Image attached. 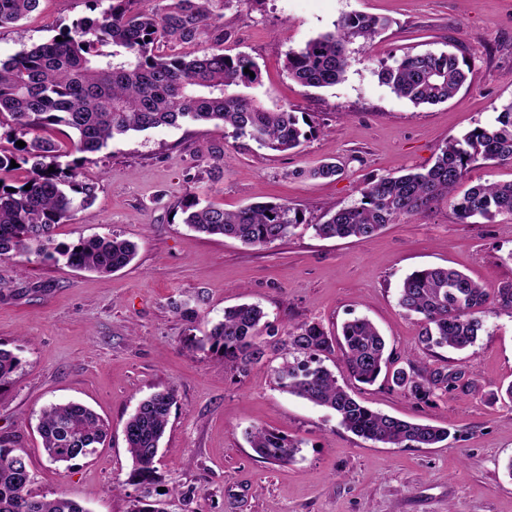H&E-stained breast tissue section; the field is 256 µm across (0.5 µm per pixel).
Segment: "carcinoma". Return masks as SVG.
Returning <instances> with one entry per match:
<instances>
[{
    "instance_id": "cac0c4a2",
    "label": "carcinoma",
    "mask_w": 512,
    "mask_h": 512,
    "mask_svg": "<svg viewBox=\"0 0 512 512\" xmlns=\"http://www.w3.org/2000/svg\"><path fill=\"white\" fill-rule=\"evenodd\" d=\"M137 2L111 0L102 18L82 19L61 31L62 41L53 37L0 63V126L12 127L25 142L9 151L0 149V173L12 171L13 161L27 165L23 184L15 191L0 185V258L58 256L79 270L112 273L136 257L135 243L113 234L81 238L71 246L56 243V226L69 221L76 206L90 204L96 191L93 182L63 175V156L81 153L87 161L116 137L183 120L220 122L236 137L279 152L298 148L314 129L295 108H268L251 93L261 85V71L247 55L202 48L187 59L157 52L160 43L193 42L208 33L214 0H158L161 6L152 10L138 8ZM38 4L0 0V28L17 24ZM388 26L384 18L346 15L333 31L288 53V75L306 87L333 86L344 78L347 45L357 39L372 42ZM379 76L397 97L417 106L444 103L466 82L464 62L451 52L407 55L394 66H381ZM496 112L494 124L450 138L431 167L367 182L359 201L311 228L323 239H366L439 200L448 202L463 223L512 216V181L478 182L456 196L471 163H512V100ZM340 174L341 168L331 161L305 172L312 179ZM27 184L31 189H24ZM183 214V223L199 234L250 247L282 240L304 223L302 214L286 203H253L230 211L196 196L186 200ZM492 297L512 309V283L491 291L457 270L427 267L406 276L398 304L420 317L419 341L426 349L464 351L477 341L483 328L480 314ZM265 317L256 304L226 308L223 319L195 346L222 351L224 361L244 375L253 364L273 361L268 343L261 339ZM273 349L281 358L273 368L277 387L333 411L353 434L390 448H430L448 439L445 428L403 421L360 404L324 365L338 351L342 367L355 381L372 384L382 375L387 383L425 401L431 387L448 382L438 369H423L386 353L383 336L368 319L345 322L340 338L328 336L316 322L303 323L285 331ZM19 364L14 353L0 348V383L9 380ZM175 403L173 390L156 391L129 416L125 442L133 460L131 481L155 482L159 444ZM37 431L47 461L69 468L88 459L85 450L98 447L107 436L103 420L77 402L44 408ZM246 435L258 457L271 464L293 461L302 444L262 427ZM28 470L25 450L0 439V512H88L64 496L34 493Z\"/></svg>"
}]
</instances>
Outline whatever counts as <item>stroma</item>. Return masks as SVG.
I'll use <instances>...</instances> for the list:
<instances>
[{
	"label": "stroma",
	"mask_w": 512,
	"mask_h": 512,
	"mask_svg": "<svg viewBox=\"0 0 512 512\" xmlns=\"http://www.w3.org/2000/svg\"><path fill=\"white\" fill-rule=\"evenodd\" d=\"M107 0H40L38 10L0 29V60L30 49ZM225 39L202 36L164 54L198 47L244 53L258 63L266 104L307 113L315 128L303 145L275 152L212 124L183 123L109 142L78 170L96 185L91 205L56 230L64 245L117 234L137 245L127 267L73 269L34 255L0 259V348L20 360L0 386V437L24 449L32 489L65 496L88 512H130L151 496L166 512H512V405L497 400L512 384V310L490 301L469 350H428L417 317L397 303L403 279L424 267H451L496 288L512 282V217L461 223L441 202L364 239L315 236L329 211L357 202L364 183L430 167L449 138L492 124L512 100V0H237L212 6ZM349 14L390 19L370 44L348 47L342 82L305 87L285 69L289 50L333 30ZM453 52L467 81L451 99L413 105L377 75L405 55ZM332 158L333 180L296 177ZM234 210L286 203L305 222L284 239L247 247L200 236L183 222L190 196ZM195 302L186 321L177 303ZM254 303L270 332L320 323L339 334L370 319L394 355L460 374L429 402L408 391L352 384L354 397L402 420L448 428L433 448H388L355 436L335 415L281 391L268 363L238 375L224 355L193 346L227 307ZM174 389L177 403L158 454L157 489L130 483L124 428L139 402ZM75 400L108 425L97 454L74 468L50 464L37 419L52 402ZM265 427L303 444L286 465L258 458L245 431Z\"/></svg>",
	"instance_id": "1"
}]
</instances>
